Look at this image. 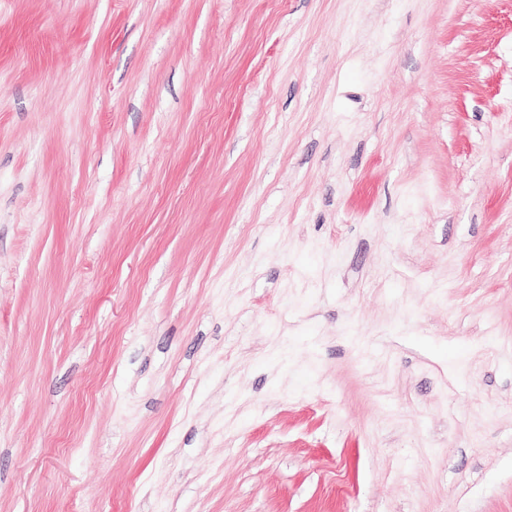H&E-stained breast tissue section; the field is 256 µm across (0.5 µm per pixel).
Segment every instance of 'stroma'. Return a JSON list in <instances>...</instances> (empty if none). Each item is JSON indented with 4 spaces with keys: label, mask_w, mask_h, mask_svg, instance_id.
I'll list each match as a JSON object with an SVG mask.
<instances>
[{
    "label": "stroma",
    "mask_w": 512,
    "mask_h": 512,
    "mask_svg": "<svg viewBox=\"0 0 512 512\" xmlns=\"http://www.w3.org/2000/svg\"><path fill=\"white\" fill-rule=\"evenodd\" d=\"M0 512H512V0H0Z\"/></svg>",
    "instance_id": "35a3bbf8"
}]
</instances>
